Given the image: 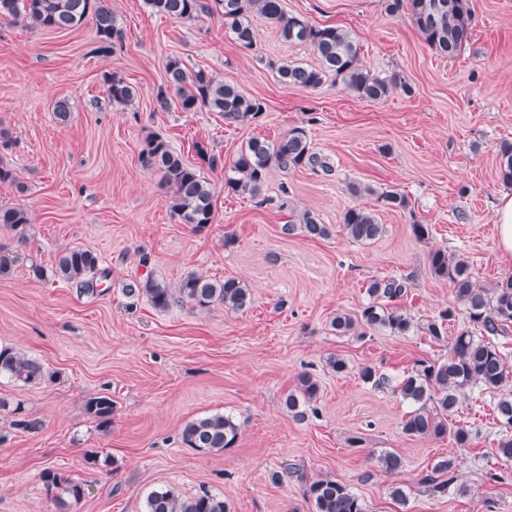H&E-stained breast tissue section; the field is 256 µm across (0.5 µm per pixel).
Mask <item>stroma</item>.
Returning a JSON list of instances; mask_svg holds the SVG:
<instances>
[{
	"instance_id": "1",
	"label": "stroma",
	"mask_w": 512,
	"mask_h": 512,
	"mask_svg": "<svg viewBox=\"0 0 512 512\" xmlns=\"http://www.w3.org/2000/svg\"><path fill=\"white\" fill-rule=\"evenodd\" d=\"M110 5L123 37L108 54L89 23L59 33L0 25V130L9 137L0 162L27 186L21 194L0 184V205H23L31 218L22 247L0 227V248L18 257L0 277V346L23 350L54 375L32 387L0 378V398L21 402L41 424L27 432L0 412V512H58L40 480L48 467L86 481L71 512H145L147 495L164 487L223 496L230 512H315L306 488L324 476L349 485L369 512H512V463L497 459L494 442V406L512 383L498 393L467 389L456 414L477 433L467 448L448 436L404 434L413 405L398 389L418 361L446 360L452 337L470 327L448 281L431 273L430 251L467 257L486 286L512 274L497 250L494 216L505 190L497 150L512 142V0H469L473 36L452 59L432 51L406 14H388L384 0H283L288 14L349 31L371 71L400 75L405 89L378 102L330 77L315 89L283 84L277 66L317 58L263 18L253 20L257 44L247 51L219 15L174 21L144 0ZM171 56L259 98L265 112L228 125L204 109L160 110ZM113 73L136 91L127 106L107 98L104 78ZM60 100L71 112L65 122L54 115ZM295 127L329 159L332 176L271 169L262 206L225 193L223 166L249 138L276 140ZM149 133L191 163L198 142L220 156L221 166L203 170L215 191L213 224L197 231L172 216L160 175L140 159ZM354 183L371 194L353 195ZM393 189L407 196L406 209L378 202L377 193ZM353 206L377 210L379 239L347 238L342 215ZM305 211L328 237L282 235V224ZM415 223L430 226L428 239L415 238ZM73 247L96 252L108 280L81 292L30 273L31 263L51 267ZM191 273L243 281L250 304L159 310L126 290L147 276L173 284ZM400 274L411 286L394 305L413 329L333 331L336 314L356 315L369 303L371 280ZM448 308L454 318L434 339L427 325ZM336 355L347 373L329 368ZM366 366L387 385L364 383ZM304 372L320 390L299 420L283 402ZM102 392L115 405L105 427L84 409ZM214 412L239 423L234 446L216 455L184 445L183 424ZM90 451L110 465L87 464ZM385 452L399 454L404 469L380 471L374 458ZM450 454L460 461L457 487L423 492L417 474ZM287 463L297 476L272 483ZM495 472L506 481H492ZM396 485L406 486V504L391 498Z\"/></svg>"
}]
</instances>
